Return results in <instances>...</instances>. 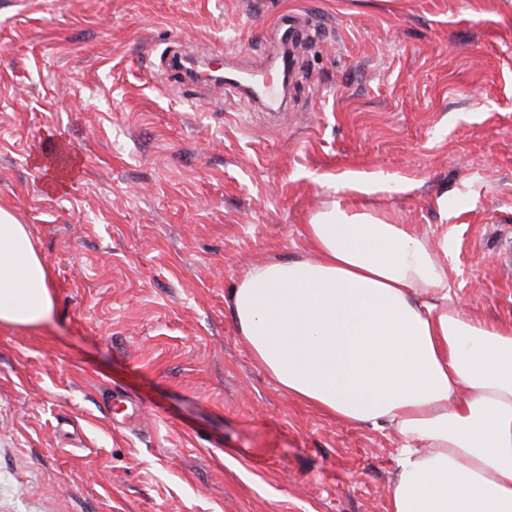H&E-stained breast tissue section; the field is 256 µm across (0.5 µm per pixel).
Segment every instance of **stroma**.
Here are the masks:
<instances>
[{"mask_svg": "<svg viewBox=\"0 0 512 512\" xmlns=\"http://www.w3.org/2000/svg\"><path fill=\"white\" fill-rule=\"evenodd\" d=\"M287 17L279 117L170 66L266 67ZM352 174L512 323V0H0V207L53 300L0 325V512H389L400 436L288 395L227 303Z\"/></svg>", "mask_w": 512, "mask_h": 512, "instance_id": "obj_1", "label": "stroma"}]
</instances>
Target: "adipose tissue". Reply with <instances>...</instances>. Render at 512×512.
<instances>
[{"mask_svg": "<svg viewBox=\"0 0 512 512\" xmlns=\"http://www.w3.org/2000/svg\"><path fill=\"white\" fill-rule=\"evenodd\" d=\"M311 215L305 254L251 267L229 296L237 333L289 395L336 420L401 436L390 512H512V325L478 319L448 288L447 241L360 206L349 176ZM48 269L0 208V324L40 325Z\"/></svg>", "mask_w": 512, "mask_h": 512, "instance_id": "1", "label": "adipose tissue"}]
</instances>
